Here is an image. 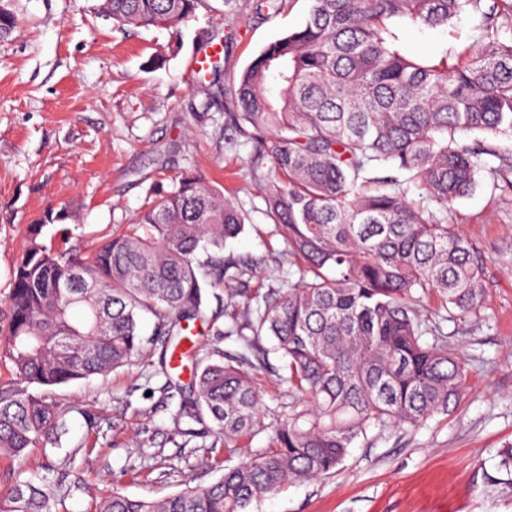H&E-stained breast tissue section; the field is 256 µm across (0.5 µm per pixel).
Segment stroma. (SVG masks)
<instances>
[{"instance_id": "obj_1", "label": "stroma", "mask_w": 512, "mask_h": 512, "mask_svg": "<svg viewBox=\"0 0 512 512\" xmlns=\"http://www.w3.org/2000/svg\"><path fill=\"white\" fill-rule=\"evenodd\" d=\"M100 0H10L19 27L0 41V311L29 225L47 208L73 211L69 247L94 252L129 230L158 191L200 173L217 182L241 211L245 231L224 253L255 263L250 285L280 287L289 257L266 215L269 164L254 165L249 128L216 100L191 108L197 82L188 65L205 46L221 47L218 80L231 89L273 40L300 27L310 0H286L276 15L253 13L249 0L226 11L205 0L179 33L125 30L101 16ZM398 46L428 57L472 44L480 15L466 12L448 26L393 23ZM484 258L485 298L475 316L450 321L438 296L421 313L449 349L469 358V389L458 410L424 425L374 428L358 440L336 473L295 481L254 503L252 512H512V472L498 451L512 443V191L481 175L451 213ZM230 324L192 326L189 355L167 376L157 351L108 376L74 380L55 390L67 408L69 432L49 457L0 460V475L49 481L56 512H94L118 490L160 498L207 485L218 473L173 417L188 387L194 357L218 350L238 355ZM255 372L261 425L219 457L234 465L270 448V427L288 409V388L276 368Z\"/></svg>"}]
</instances>
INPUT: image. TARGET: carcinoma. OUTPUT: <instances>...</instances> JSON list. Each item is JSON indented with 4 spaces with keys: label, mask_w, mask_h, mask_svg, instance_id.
I'll list each match as a JSON object with an SVG mask.
<instances>
[{
    "label": "carcinoma",
    "mask_w": 512,
    "mask_h": 512,
    "mask_svg": "<svg viewBox=\"0 0 512 512\" xmlns=\"http://www.w3.org/2000/svg\"><path fill=\"white\" fill-rule=\"evenodd\" d=\"M202 2L102 0L101 12L119 26L178 32ZM251 2L272 16L285 0ZM482 2L311 0L305 23L270 42L232 86L228 102L252 128L255 162L271 164L267 215L297 262L296 283L237 287L254 262L224 257V243L244 231L243 218L198 174L181 176L139 216L143 234L115 235L87 257L41 241L48 224L67 240L69 212L49 209L30 225L0 331V361L15 375L0 382V459L21 460L66 432L54 388L106 376L152 347L174 369L170 350L190 341V324L218 319L208 296L219 301L224 288L237 300L226 335L243 352L195 360L175 425L190 439L212 432L235 446L259 427L250 370L273 352L293 396L273 447L161 499L114 490L95 512H250L290 481L333 473L372 427L456 411L469 366L425 324L420 302L436 293L455 320L484 301L483 259L449 213L483 171L512 187V154L462 139H512V28L504 37L488 26L478 45L414 58L390 24L439 28L468 10L512 19V0ZM16 28L0 0V41ZM412 186L429 205L408 199ZM142 311L155 318L149 338ZM54 507L48 484L14 473L0 482V512Z\"/></svg>",
    "instance_id": "1"
}]
</instances>
